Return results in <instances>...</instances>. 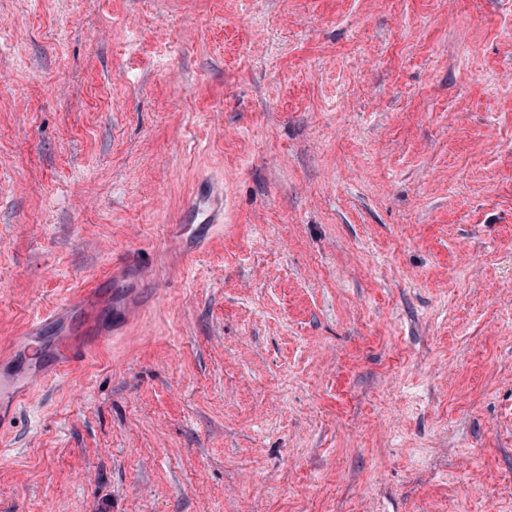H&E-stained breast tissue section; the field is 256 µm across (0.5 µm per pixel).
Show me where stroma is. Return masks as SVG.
Listing matches in <instances>:
<instances>
[{
	"label": "stroma",
	"mask_w": 512,
	"mask_h": 512,
	"mask_svg": "<svg viewBox=\"0 0 512 512\" xmlns=\"http://www.w3.org/2000/svg\"><path fill=\"white\" fill-rule=\"evenodd\" d=\"M69 351L0 512H512V0H0V373Z\"/></svg>",
	"instance_id": "35a3bbf8"
}]
</instances>
